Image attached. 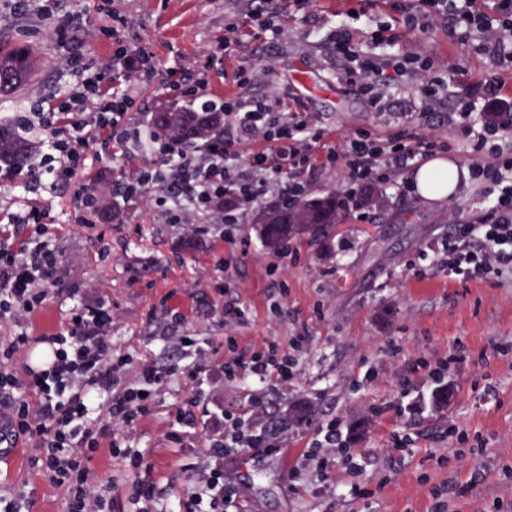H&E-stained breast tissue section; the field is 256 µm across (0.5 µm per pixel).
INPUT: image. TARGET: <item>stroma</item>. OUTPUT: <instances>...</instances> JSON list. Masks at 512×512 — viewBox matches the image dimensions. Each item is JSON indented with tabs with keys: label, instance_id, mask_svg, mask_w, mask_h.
Listing matches in <instances>:
<instances>
[{
	"label": "stroma",
	"instance_id": "obj_1",
	"mask_svg": "<svg viewBox=\"0 0 512 512\" xmlns=\"http://www.w3.org/2000/svg\"><path fill=\"white\" fill-rule=\"evenodd\" d=\"M26 3L17 13L0 0V38L33 45L46 66L27 88L0 98V113L56 115L60 98L78 81L69 62L76 53L94 62L133 45L148 53L157 72L134 92V141L108 154L90 142L87 165L69 184L37 179L18 190L0 184V226L38 207L60 251L61 290L31 316L30 336L61 331L73 304L98 301L115 317L108 335L114 353L127 355L135 370L151 363L170 369L152 414L130 439L153 459L151 478L183 494L197 481L187 452L163 440L172 409L193 390L180 353L161 342L164 313L182 315V329L196 339L208 367L224 356V311L233 307L245 311L230 331L240 352L265 343L295 350L300 374L266 406L251 405L242 384H224L225 407L245 412L258 427L295 405L315 409L289 428L287 447L246 450L225 464V482L239 488L250 512H362V500L351 494L356 486L375 492L374 512H430L428 489L449 481L459 490L450 512H512V275L452 277L440 264L457 224L479 207L470 177L477 157L459 132L444 124L433 129L449 144L433 159L457 170L453 195L430 201L415 189L402 192L400 180L377 184L370 206L343 211L325 250L302 238L289 239L276 254L266 249L259 217L275 206L270 195L244 209L227 237L218 228L200 230L192 209H185L184 223L170 224L152 196L121 191L131 166L161 163L145 142L158 101L201 108V101L167 88L190 61L205 74L207 98L241 92L282 98L313 114L328 148L341 147L359 129L383 139L402 130L401 113L420 109L415 85L390 88L391 109L377 114L364 92L338 80L340 63L330 50L337 13L359 6L387 23L392 14L385 5L312 0L308 13L279 27L232 34L229 23L250 15L255 0H59L53 15L42 0ZM60 13L80 17L75 40L65 44L52 34ZM412 46L447 66L455 95L481 99L484 62L462 53L446 28ZM242 70L250 77L243 89L237 84ZM91 182L109 191L119 219L77 229L74 197ZM393 343L399 355H391ZM460 352L466 356L460 367L436 372L437 362ZM445 387L452 398L436 406L434 395ZM407 403L420 406L421 414L399 415L398 406ZM325 414L339 419L343 438L363 456L359 471L340 464L323 476L305 466L303 454ZM405 433L420 439L402 456L394 438ZM90 466L113 497H127L136 480L132 471L106 451Z\"/></svg>",
	"mask_w": 512,
	"mask_h": 512
}]
</instances>
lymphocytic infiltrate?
Wrapping results in <instances>:
<instances>
[{
  "instance_id": "f902f5d3",
  "label": "lymphocytic infiltrate",
  "mask_w": 512,
  "mask_h": 512,
  "mask_svg": "<svg viewBox=\"0 0 512 512\" xmlns=\"http://www.w3.org/2000/svg\"><path fill=\"white\" fill-rule=\"evenodd\" d=\"M389 7L399 17L400 30L386 24L368 28L363 43L353 41L347 30L348 21L359 19V12L340 15L333 39V52L343 60L339 77L368 93L376 112L388 110L389 88L413 83L424 111L418 120L422 126L428 115L448 104L449 125L470 137L480 157L472 178L482 206L449 238L444 264L453 276L511 273L512 121H481L475 102L449 99L444 66L412 51L383 57L374 49L447 26L450 37L486 60L481 89L488 100H498L505 92L500 72L512 64V0H497L492 19L476 8L475 0H390ZM70 63L82 80L69 99L83 117L49 129L40 171L53 184L71 182L83 170L91 136H98L105 152L128 137L133 97L109 88L112 64H90L79 54ZM218 109L224 114V136L209 146L175 143L152 131L151 149L166 162L134 168L123 185L124 194L137 197L162 188L156 203L170 222L179 223L183 209L190 207L220 227L238 223L239 206L266 194L281 203L300 200L318 173L340 172L336 195L340 206H348L364 188L385 182L389 172L411 168L439 146L432 135L401 130L383 141L360 130L346 138L342 149L327 150L321 157L315 149L325 132L306 112L241 94L225 97ZM257 137L270 142L271 151L244 161L231 153L232 142ZM14 221L25 230L22 241L0 247V318L14 326L12 336L0 342V412L10 415L14 436L32 439L39 450L31 460L29 484L46 478L65 487L68 512H224L236 506L240 492L224 482L225 461L243 448L287 447L288 421L258 430L240 414L216 405L210 433L200 439L187 430L194 420L190 410L175 407L173 427L164 439L191 449L190 468L198 476L193 491L181 497L148 481L134 483L126 502L107 496L89 462L107 435L133 427L150 413L166 374L146 364L135 380H128V360L114 354L107 339L111 310L85 303L69 308L64 332L43 337L48 351L43 364L16 371L15 362L27 357L34 343L28 319L58 288L61 270L44 212L30 207ZM224 343L226 354L210 379L211 392H218L224 380L243 381L250 384L249 398L254 401L267 395L268 380L283 389L297 374L295 355L277 346H261L246 356L237 352L235 336H225ZM338 427V419L325 418L307 453L308 463L320 473L335 469L337 461L353 460Z\"/></svg>"
}]
</instances>
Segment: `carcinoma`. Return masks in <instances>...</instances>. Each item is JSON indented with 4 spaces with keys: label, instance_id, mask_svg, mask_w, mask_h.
I'll return each mask as SVG.
<instances>
[{
    "label": "carcinoma",
    "instance_id": "1",
    "mask_svg": "<svg viewBox=\"0 0 512 512\" xmlns=\"http://www.w3.org/2000/svg\"><path fill=\"white\" fill-rule=\"evenodd\" d=\"M42 65L43 59L33 48L0 42V94L9 96L26 87ZM151 124L183 144L196 146L223 136L224 114L163 102L152 113ZM37 173L34 147L20 123L13 116L0 117V178H34ZM339 221L336 195L331 194L305 199L290 210L283 206L268 209L260 231L266 247L272 251L296 236L324 246L335 236Z\"/></svg>",
    "mask_w": 512,
    "mask_h": 512
}]
</instances>
